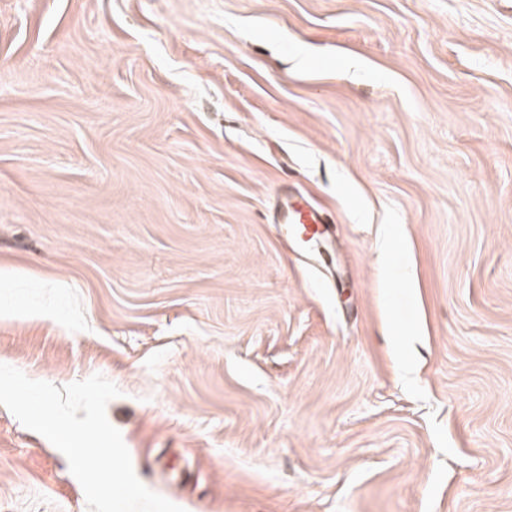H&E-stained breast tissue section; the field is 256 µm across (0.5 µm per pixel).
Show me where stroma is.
Returning <instances> with one entry per match:
<instances>
[{"label":"stroma","mask_w":512,"mask_h":512,"mask_svg":"<svg viewBox=\"0 0 512 512\" xmlns=\"http://www.w3.org/2000/svg\"><path fill=\"white\" fill-rule=\"evenodd\" d=\"M0 363L185 512H512V0H0ZM280 212L282 223L290 225L291 234L297 240L311 242L327 236L329 222L316 209L286 196L281 200Z\"/></svg>","instance_id":"35a3bbf8"}]
</instances>
